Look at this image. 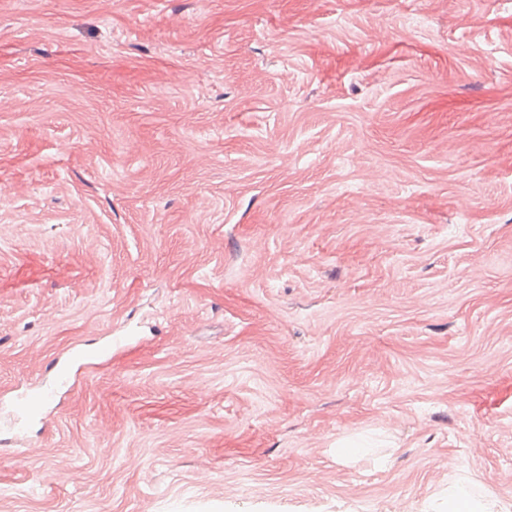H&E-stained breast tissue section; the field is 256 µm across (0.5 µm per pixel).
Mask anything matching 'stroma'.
Masks as SVG:
<instances>
[{"label":"stroma","mask_w":512,"mask_h":512,"mask_svg":"<svg viewBox=\"0 0 512 512\" xmlns=\"http://www.w3.org/2000/svg\"><path fill=\"white\" fill-rule=\"evenodd\" d=\"M463 480L512 512V0H0V512Z\"/></svg>","instance_id":"35a3bbf8"}]
</instances>
